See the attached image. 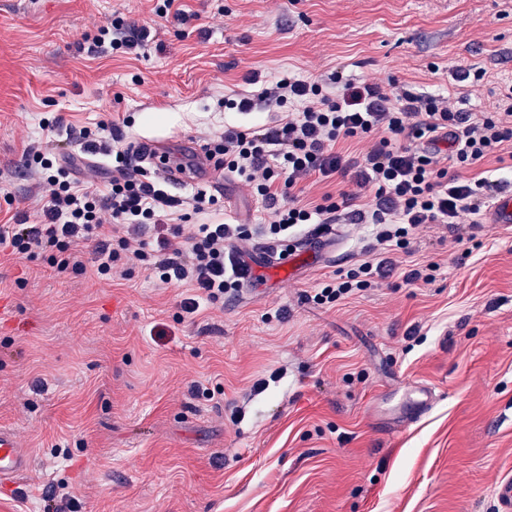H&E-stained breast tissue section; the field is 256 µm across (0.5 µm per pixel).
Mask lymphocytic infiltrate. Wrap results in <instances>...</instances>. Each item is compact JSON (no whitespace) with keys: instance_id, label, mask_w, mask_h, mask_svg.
<instances>
[{"instance_id":"1","label":"lymphocytic infiltrate","mask_w":512,"mask_h":512,"mask_svg":"<svg viewBox=\"0 0 512 512\" xmlns=\"http://www.w3.org/2000/svg\"><path fill=\"white\" fill-rule=\"evenodd\" d=\"M156 34L148 24L118 16L100 27L88 51L132 54ZM224 106L282 112L272 126L225 125L206 145L224 174L261 198L269 250L293 242L307 224L321 232L339 222L372 227L379 248L374 259L323 282L313 297L319 305L373 287L393 269V253L409 252L420 227L482 215L506 183L502 177L463 179L448 166H471L512 147V86L501 111L466 112L440 93L386 91L353 83L340 71L325 82L288 74L256 94L225 99ZM121 138L118 127L102 122L82 128L68 151L30 144L26 164L43 191L39 221L1 224L0 252L24 258L45 251L59 272L90 269L101 279L138 267L163 284L191 288L182 312L196 313L204 303L223 306L256 278L248 260L254 230L209 222L217 198L199 191L179 201L156 172L136 164L131 149L120 147ZM342 140L366 143L363 157L337 151ZM335 176L344 183L338 195L301 204L311 179ZM368 191L374 206L358 208Z\"/></svg>"}]
</instances>
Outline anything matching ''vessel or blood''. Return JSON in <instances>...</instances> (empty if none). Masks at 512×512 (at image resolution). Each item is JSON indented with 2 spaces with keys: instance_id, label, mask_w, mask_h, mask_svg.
<instances>
[{
  "instance_id": "vessel-or-blood-1",
  "label": "vessel or blood",
  "mask_w": 512,
  "mask_h": 512,
  "mask_svg": "<svg viewBox=\"0 0 512 512\" xmlns=\"http://www.w3.org/2000/svg\"><path fill=\"white\" fill-rule=\"evenodd\" d=\"M142 159L155 165L157 171L168 182L179 185H205L216 183L219 174L212 160L195 140L181 137L171 141L165 147L145 142L140 146ZM489 221L503 226L512 225V187L500 190L493 198ZM316 238H309L304 250L284 251L272 256L274 269L284 276H291L299 264L303 251H316ZM436 394L432 387L417 384L408 388L395 412V425L407 427L419 421L433 407ZM31 465V458L26 449L21 448L14 433L0 431V481L13 480L26 472Z\"/></svg>"
}]
</instances>
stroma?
Instances as JSON below:
<instances>
[{
    "instance_id": "obj_1",
    "label": "stroma",
    "mask_w": 512,
    "mask_h": 512,
    "mask_svg": "<svg viewBox=\"0 0 512 512\" xmlns=\"http://www.w3.org/2000/svg\"><path fill=\"white\" fill-rule=\"evenodd\" d=\"M187 24L155 0H0V224L38 220L23 159L61 133L105 120L132 143L275 110H226L228 96L285 72L440 92L492 112L512 84V0H184ZM147 20L139 54L86 56L114 15ZM483 71L481 80L462 75ZM223 219L262 224L235 181L209 187ZM367 229L336 227L327 253L257 278L221 308L182 313L187 290L144 272L61 275L47 254L0 256V429L32 455L0 482V512H498L512 477V229H421L403 265L434 262L429 284L393 274L321 307L326 276L368 256ZM264 390H256L258 382ZM202 383L209 397L189 392ZM433 386L416 424L387 429L392 389Z\"/></svg>"
}]
</instances>
